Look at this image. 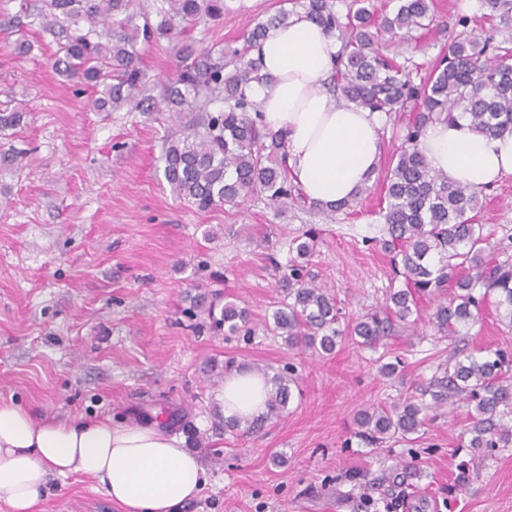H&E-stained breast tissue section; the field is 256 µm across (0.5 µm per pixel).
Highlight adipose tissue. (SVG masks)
<instances>
[{
  "instance_id": "obj_1",
  "label": "adipose tissue",
  "mask_w": 512,
  "mask_h": 512,
  "mask_svg": "<svg viewBox=\"0 0 512 512\" xmlns=\"http://www.w3.org/2000/svg\"><path fill=\"white\" fill-rule=\"evenodd\" d=\"M338 49L335 37L296 16L269 28L258 50L273 78L256 91L262 123L283 135L295 182L325 207L368 184L382 152L378 114L327 92ZM419 148L432 169L477 191L512 175V136H484L464 118L430 125ZM268 390L263 374L235 370L213 400L224 417L251 419L265 412ZM72 474L99 483L126 512H174L199 493L203 468L182 438L160 428L108 418L60 421L0 398V503L10 512H36L49 480Z\"/></svg>"
}]
</instances>
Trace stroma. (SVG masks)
I'll list each match as a JSON object with an SVG mask.
<instances>
[{"instance_id":"obj_1","label":"stroma","mask_w":512,"mask_h":512,"mask_svg":"<svg viewBox=\"0 0 512 512\" xmlns=\"http://www.w3.org/2000/svg\"><path fill=\"white\" fill-rule=\"evenodd\" d=\"M216 20L189 26L198 47L224 46L293 0H225ZM427 32L385 38L398 63L431 66L474 17L493 34L480 0H434ZM19 16L24 34L0 30V104L24 111L22 129L0 137V398L61 421L110 417L155 422L195 451L205 472L199 494L178 512H357L360 494L390 498L395 467L414 463V493L395 512H412L422 492L427 512H512V447L474 457L466 408L432 411L409 439L367 445L359 412L392 407L437 376L460 347L512 354V327L495 306L446 337L401 329L375 348L352 340L329 355L289 347L264 322L285 297L280 285L294 239L313 234L307 271L336 298L342 323L381 301L390 286L379 241L382 179L374 177L354 214L325 222L308 207L279 213L252 199L200 211L175 198L159 155L172 126L166 115L123 107L94 112L89 94L57 75L55 35L42 27L41 0H0V18ZM28 39L18 54L19 39ZM481 223L494 255L512 258V176L485 191ZM204 295L251 315L252 335L210 329ZM398 362L394 376L381 364ZM290 375L296 394L261 431L225 427L212 396L224 366ZM471 478L456 486L457 466ZM38 512H124L95 481L52 480Z\"/></svg>"}]
</instances>
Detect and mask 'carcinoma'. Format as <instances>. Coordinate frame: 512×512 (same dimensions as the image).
<instances>
[{"label": "carcinoma", "instance_id": "cac0c4a2", "mask_svg": "<svg viewBox=\"0 0 512 512\" xmlns=\"http://www.w3.org/2000/svg\"><path fill=\"white\" fill-rule=\"evenodd\" d=\"M169 9L153 25L132 24L131 0H44L49 31L70 21L88 23L66 35L53 62L56 72L100 88L91 102L97 112L132 106L140 112H168L178 129L167 136L162 174L172 194L201 211L216 206L239 207L262 198L279 207L301 203L304 195L292 184L283 137L251 116L261 112L253 86L271 77L261 59L251 55L271 26L288 24L293 12L282 9L241 36V45H226L218 54L198 49L178 29L224 15V0H168ZM489 16L499 20L507 38L480 39L462 30L448 43L425 80L419 67L399 65L380 51L381 33L427 30L435 21L433 0H397L390 14L378 15L368 0L340 14L333 0H304V18L340 43L329 90L369 112H407L402 141L392 154L383 180L380 207L387 237L380 240L388 255L392 279L402 288H388L383 301L347 326L338 327L340 308L326 289L305 279L304 265L312 246L299 241L282 286L288 303L274 310L265 329L290 347L330 354L349 335L362 347L375 348L390 334L394 321L416 327L419 301L433 307L427 325L442 336L459 334L475 321L486 302L512 326V261L496 259L489 236L478 222L480 193L434 172L419 149L426 127L466 117L476 131L498 137L512 134V0H481ZM166 36L175 41L177 75L162 84L160 98L150 93L141 68L138 45ZM25 113L0 109V135L24 122ZM213 328L236 336L248 331L249 313L233 303L220 311L209 308ZM266 416L287 407L292 379L277 374L268 380ZM433 403L407 399L391 409L367 408L357 417V435L370 445L386 438L416 434L428 411L447 403L467 407L472 426L467 447L507 448L512 429L498 420L512 414V355L483 348L443 367V375L419 388Z\"/></svg>", "mask_w": 512, "mask_h": 512}]
</instances>
